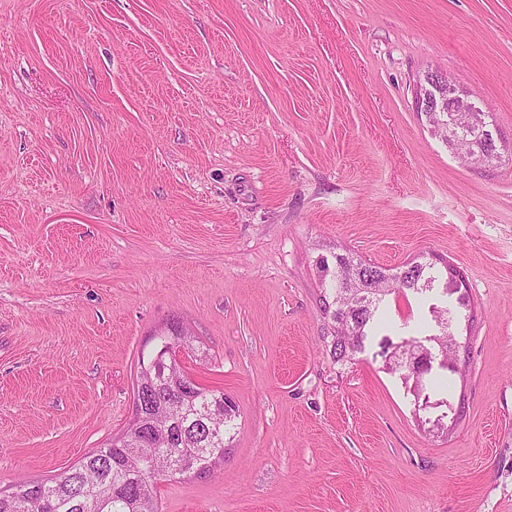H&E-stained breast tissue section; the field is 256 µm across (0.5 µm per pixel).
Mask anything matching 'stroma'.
Listing matches in <instances>:
<instances>
[{
	"label": "stroma",
	"mask_w": 512,
	"mask_h": 512,
	"mask_svg": "<svg viewBox=\"0 0 512 512\" xmlns=\"http://www.w3.org/2000/svg\"><path fill=\"white\" fill-rule=\"evenodd\" d=\"M435 70L512 143V0H0V490L122 431L180 318L238 417L159 512H512V164L418 116ZM339 247L464 272L430 407L334 360Z\"/></svg>",
	"instance_id": "35a3bbf8"
}]
</instances>
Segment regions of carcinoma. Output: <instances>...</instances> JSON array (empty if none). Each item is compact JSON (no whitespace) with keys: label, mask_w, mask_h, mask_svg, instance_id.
Instances as JSON below:
<instances>
[{"label":"carcinoma","mask_w":512,"mask_h":512,"mask_svg":"<svg viewBox=\"0 0 512 512\" xmlns=\"http://www.w3.org/2000/svg\"><path fill=\"white\" fill-rule=\"evenodd\" d=\"M487 112H472L467 117V137L463 147H456L448 131H436L448 148L474 160L493 156L495 144ZM334 271L322 281V313L334 324L332 354L336 362L355 359L364 351L365 342L388 297L425 298L435 283L443 282V294H453L467 284L458 282L452 264L435 268L433 263L413 260L400 271L390 274L380 266L336 252ZM431 317L439 333L412 336L396 343L384 336L380 354L393 371L404 369L396 354L425 342L430 360L410 367L404 380H418L433 368L448 369L454 353L448 339V308L433 304ZM195 351L192 338L180 336L176 327L159 334V345L168 344ZM146 405L138 410V420L125 436H116L104 448L86 456L76 467L59 474L48 483L18 480L15 491L0 493V512H158V481L170 477L169 464L183 461L190 466L187 474L201 475L224 458L227 438L234 430L236 406L222 391H214L183 379L182 368L167 372L157 362L151 374L144 376Z\"/></svg>","instance_id":"carcinoma-1"}]
</instances>
